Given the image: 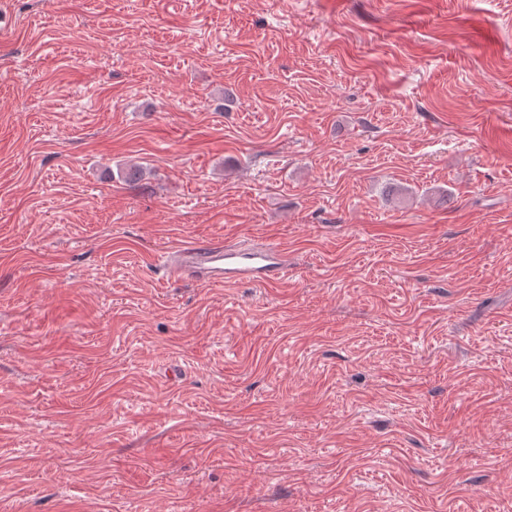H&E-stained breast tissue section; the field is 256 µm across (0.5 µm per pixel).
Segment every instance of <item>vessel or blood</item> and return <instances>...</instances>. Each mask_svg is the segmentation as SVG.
<instances>
[{
  "label": "vessel or blood",
  "mask_w": 512,
  "mask_h": 512,
  "mask_svg": "<svg viewBox=\"0 0 512 512\" xmlns=\"http://www.w3.org/2000/svg\"><path fill=\"white\" fill-rule=\"evenodd\" d=\"M165 268L178 278L208 284L243 280L268 284L287 273L285 255L277 247L230 245L219 239L172 247Z\"/></svg>",
  "instance_id": "obj_1"
}]
</instances>
